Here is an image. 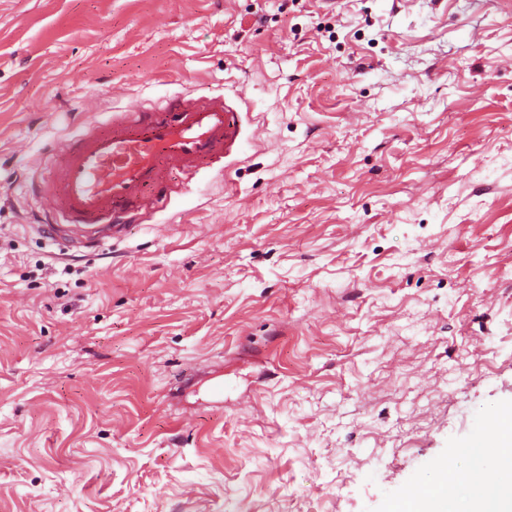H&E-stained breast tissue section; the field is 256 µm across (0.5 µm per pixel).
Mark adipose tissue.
Instances as JSON below:
<instances>
[{
  "label": "adipose tissue",
  "instance_id": "1",
  "mask_svg": "<svg viewBox=\"0 0 512 512\" xmlns=\"http://www.w3.org/2000/svg\"><path fill=\"white\" fill-rule=\"evenodd\" d=\"M452 460L470 487L465 500L448 480L417 481L409 498L393 501L389 512H512V412L496 413L483 443L456 449Z\"/></svg>",
  "mask_w": 512,
  "mask_h": 512
}]
</instances>
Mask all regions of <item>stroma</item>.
Listing matches in <instances>:
<instances>
[{
    "label": "stroma",
    "mask_w": 512,
    "mask_h": 512,
    "mask_svg": "<svg viewBox=\"0 0 512 512\" xmlns=\"http://www.w3.org/2000/svg\"><path fill=\"white\" fill-rule=\"evenodd\" d=\"M257 140L81 254L112 113ZM512 407V0H0V512H387Z\"/></svg>",
    "instance_id": "35a3bbf8"
}]
</instances>
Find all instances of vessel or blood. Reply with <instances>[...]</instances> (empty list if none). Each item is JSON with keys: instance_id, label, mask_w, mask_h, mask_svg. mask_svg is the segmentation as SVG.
Masks as SVG:
<instances>
[{"instance_id": "b4317fda", "label": "vessel or blood", "mask_w": 512, "mask_h": 512, "mask_svg": "<svg viewBox=\"0 0 512 512\" xmlns=\"http://www.w3.org/2000/svg\"><path fill=\"white\" fill-rule=\"evenodd\" d=\"M240 112L224 96H178L149 111L116 112L111 122L87 129L62 150L54 174L41 187L51 199L53 242L101 248L126 225L162 210L183 175L224 161L241 144Z\"/></svg>"}]
</instances>
